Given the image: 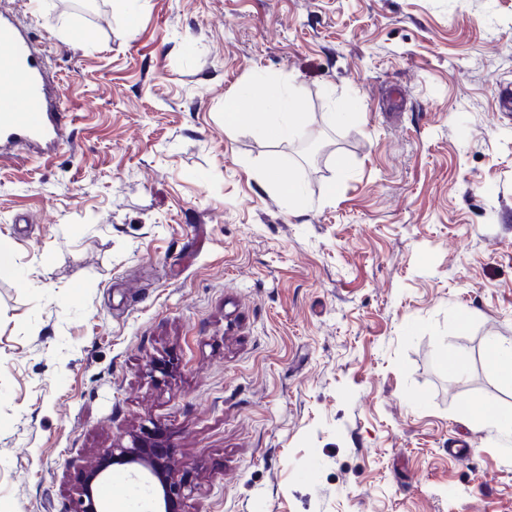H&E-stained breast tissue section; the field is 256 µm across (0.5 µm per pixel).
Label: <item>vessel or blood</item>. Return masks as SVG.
Listing matches in <instances>:
<instances>
[{"label": "vessel or blood", "instance_id": "obj_1", "mask_svg": "<svg viewBox=\"0 0 512 512\" xmlns=\"http://www.w3.org/2000/svg\"><path fill=\"white\" fill-rule=\"evenodd\" d=\"M63 91L39 64L29 35L0 14V156L42 155L68 143Z\"/></svg>", "mask_w": 512, "mask_h": 512}]
</instances>
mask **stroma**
<instances>
[{"mask_svg": "<svg viewBox=\"0 0 512 512\" xmlns=\"http://www.w3.org/2000/svg\"><path fill=\"white\" fill-rule=\"evenodd\" d=\"M0 11L71 132L0 160V512H71L149 419L178 512H512V434L461 417L512 412L484 358L512 344V0ZM259 81L294 90L315 156L263 134L273 113L225 132V96ZM263 182L268 188L276 189L285 196L296 212H303L307 208V197L295 182L284 180L273 173L265 175Z\"/></svg>", "mask_w": 512, "mask_h": 512, "instance_id": "stroma-1", "label": "stroma"}]
</instances>
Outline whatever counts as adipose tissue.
Segmentation results:
<instances>
[{"instance_id":"adipose-tissue-1","label":"adipose tissue","mask_w":512,"mask_h":512,"mask_svg":"<svg viewBox=\"0 0 512 512\" xmlns=\"http://www.w3.org/2000/svg\"><path fill=\"white\" fill-rule=\"evenodd\" d=\"M253 111L262 115L266 111H278L280 120L264 127L266 137L276 140L295 136L306 121L296 100L291 99L285 88L266 83H255L241 89L224 100V129L231 132L239 128L241 114Z\"/></svg>"}]
</instances>
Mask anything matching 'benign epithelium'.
Listing matches in <instances>:
<instances>
[{"mask_svg":"<svg viewBox=\"0 0 512 512\" xmlns=\"http://www.w3.org/2000/svg\"><path fill=\"white\" fill-rule=\"evenodd\" d=\"M169 459V449L159 428L155 425L144 426L139 434L132 437L131 445L106 449L97 465L86 472L74 512H99L94 489L98 483L105 481L109 468L117 461L145 469L147 477L156 479L164 488L165 512H175L178 502L185 496L186 486L174 476Z\"/></svg>","mask_w":512,"mask_h":512,"instance_id":"7a95c632","label":"benign epithelium"}]
</instances>
